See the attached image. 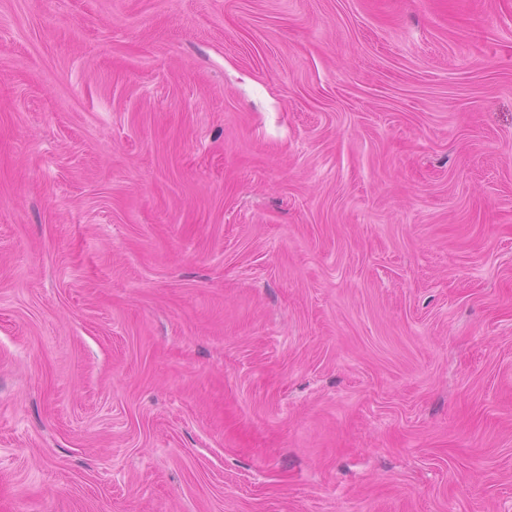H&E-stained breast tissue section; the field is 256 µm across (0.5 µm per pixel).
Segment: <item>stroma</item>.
Listing matches in <instances>:
<instances>
[{
  "label": "stroma",
  "instance_id": "35a3bbf8",
  "mask_svg": "<svg viewBox=\"0 0 512 512\" xmlns=\"http://www.w3.org/2000/svg\"><path fill=\"white\" fill-rule=\"evenodd\" d=\"M0 512H512V0H0Z\"/></svg>",
  "mask_w": 512,
  "mask_h": 512
}]
</instances>
